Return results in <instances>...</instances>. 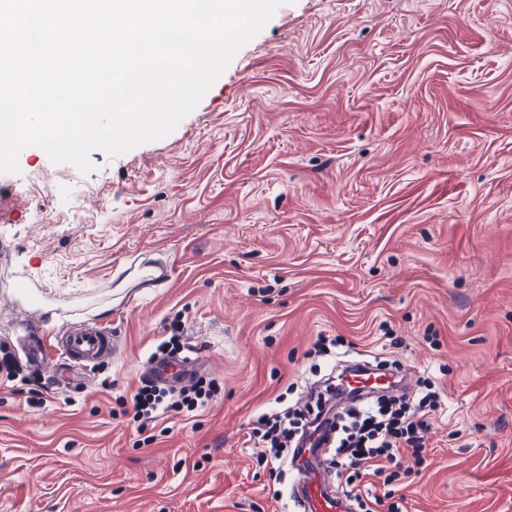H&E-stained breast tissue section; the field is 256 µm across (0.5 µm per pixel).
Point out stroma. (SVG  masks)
Wrapping results in <instances>:
<instances>
[{"mask_svg": "<svg viewBox=\"0 0 512 512\" xmlns=\"http://www.w3.org/2000/svg\"><path fill=\"white\" fill-rule=\"evenodd\" d=\"M90 159L0 176V512H298L246 438L321 336L445 394L402 512H512V0H289L173 132ZM176 318L219 392L145 443ZM68 323L121 354L26 367Z\"/></svg>", "mask_w": 512, "mask_h": 512, "instance_id": "obj_1", "label": "stroma"}]
</instances>
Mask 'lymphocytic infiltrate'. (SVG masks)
I'll return each instance as SVG.
<instances>
[{"label":"lymphocytic infiltrate","mask_w":512,"mask_h":512,"mask_svg":"<svg viewBox=\"0 0 512 512\" xmlns=\"http://www.w3.org/2000/svg\"><path fill=\"white\" fill-rule=\"evenodd\" d=\"M215 392L214 384L199 379L177 390L150 380L133 395L128 414L137 432L144 434L160 419L195 411ZM443 404L440 391L431 389L417 397L403 395L365 408L348 421L334 424L335 451L330 464L343 476V492L360 512H372L373 505L384 503L381 490L401 481L406 473L404 457L423 463L432 421ZM325 414L322 401L302 412L285 408L261 414L250 434L253 447L259 450L258 460L279 469L291 439Z\"/></svg>","instance_id":"f902f5d3"}]
</instances>
